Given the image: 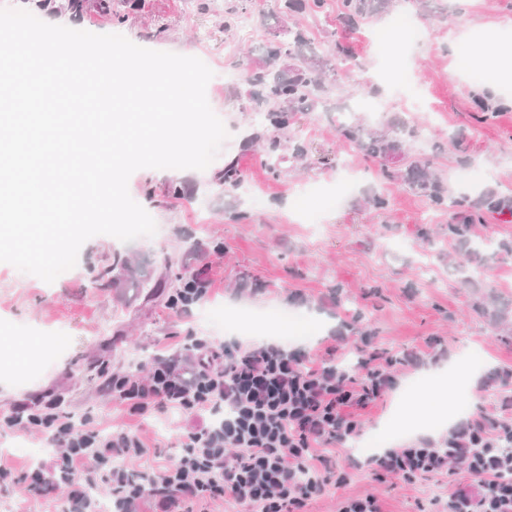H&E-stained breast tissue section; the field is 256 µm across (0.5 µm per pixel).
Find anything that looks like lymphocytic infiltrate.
Masks as SVG:
<instances>
[{
  "label": "lymphocytic infiltrate",
  "mask_w": 512,
  "mask_h": 512,
  "mask_svg": "<svg viewBox=\"0 0 512 512\" xmlns=\"http://www.w3.org/2000/svg\"><path fill=\"white\" fill-rule=\"evenodd\" d=\"M331 336L321 358L280 342L215 343L187 330L174 353L158 354L148 372L116 371L103 392L128 415L174 410L188 416L177 460L144 465L149 448L136 432H105L74 421L55 401L22 403L5 428L53 445L48 462L29 469L27 488L47 496L66 487L71 512H97L89 491L108 485L115 512H182L209 499L236 512H305L328 483L347 485L355 472L374 481L415 484L462 470L467 486L435 498L437 512H512V370L490 373L500 390L495 413L472 414L438 441L421 438L367 457L332 450L363 434V416L392 393L395 365H424L420 352L383 356L370 334L357 346L353 368L337 357L348 344Z\"/></svg>",
  "instance_id": "lymphocytic-infiltrate-1"
}]
</instances>
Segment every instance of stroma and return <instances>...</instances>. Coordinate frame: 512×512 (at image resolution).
Masks as SVG:
<instances>
[{
  "instance_id": "stroma-1",
  "label": "stroma",
  "mask_w": 512,
  "mask_h": 512,
  "mask_svg": "<svg viewBox=\"0 0 512 512\" xmlns=\"http://www.w3.org/2000/svg\"><path fill=\"white\" fill-rule=\"evenodd\" d=\"M97 3L88 0L83 14L68 16L67 26L116 32L153 50L191 52L214 73L206 96L230 137L205 170L146 168L131 175L129 193L155 220L154 236L128 243L94 236L81 247L76 266L50 284L0 263V416L24 398L52 391L61 395L63 410L91 417L104 431L139 430L150 447L148 464H170L181 452L180 414L127 416L101 392L104 370L149 366L156 353L177 350L190 326L218 343L274 341L273 316L283 310L311 323V335L299 344L313 354L325 348L326 323L344 320L357 321L359 330L372 333L392 356L445 350L435 365L395 366L398 388L364 414L366 436L393 426L386 447L419 437L418 424L432 420L437 399L448 405L447 425L469 410L493 411L497 390L481 379L488 370L512 367V314L497 319L482 312L480 292L455 274L451 258L457 244L448 237V210L383 182L378 165L337 140L336 124L348 112L371 126L391 119L420 125L440 114L433 130L419 132L412 154L430 159L453 195L474 198L487 189L512 194V81L488 92L483 63L491 32L492 54L512 61V0H392L386 12L353 30L339 21L340 0H324L321 13L300 16L315 46L341 42L348 55L335 63L334 108L299 114L290 122L288 134L305 144L306 156L294 159L287 144H280L284 163L276 174L265 164L272 127L241 111L232 93L242 62H259L267 38L258 0H145L137 19L122 26L101 16ZM238 9L252 15L248 30L224 25L226 13ZM406 9L429 35L426 43L396 54L388 35ZM200 30L208 34L206 43L197 41ZM374 86L383 104L377 112L362 105ZM489 94L505 106L491 118L480 106ZM462 147L483 170L479 184L460 178ZM232 160L263 193V208L235 199L219 184V170ZM348 171L357 179L355 191L342 204L328 205L326 193ZM175 185L183 197H167ZM369 188L385 195V209L366 203ZM427 235L435 238V247L424 244ZM107 253L126 265L115 271L114 283L92 287ZM207 264L215 284L204 308H251L263 326L206 325L197 316L184 321L169 313L165 295ZM143 281L159 285L160 298H148L139 287ZM473 355L480 365L466 368ZM461 365L466 368L461 381L450 380L449 368ZM41 442L0 429V463L20 477L35 465L29 450ZM447 491L443 478L402 486L370 481L359 471L345 487L328 485L307 510L336 512L343 498L372 495L385 512H434L433 498ZM0 512H69V503L65 489L44 498L18 480L0 483Z\"/></svg>"
}]
</instances>
